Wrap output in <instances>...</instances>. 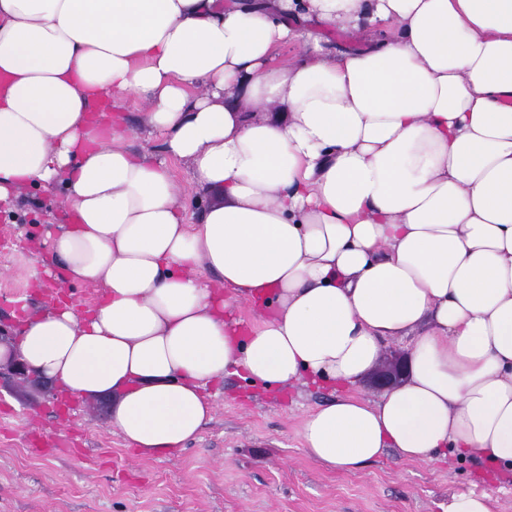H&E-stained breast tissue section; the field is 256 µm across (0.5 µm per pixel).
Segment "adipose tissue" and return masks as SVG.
<instances>
[{
  "instance_id": "obj_1",
  "label": "adipose tissue",
  "mask_w": 512,
  "mask_h": 512,
  "mask_svg": "<svg viewBox=\"0 0 512 512\" xmlns=\"http://www.w3.org/2000/svg\"><path fill=\"white\" fill-rule=\"evenodd\" d=\"M131 94L196 223L114 114ZM57 186L75 221L30 278L67 290L0 363L109 399L129 447L180 449L241 374L341 387L299 431L327 468L512 467V0H0V204ZM403 339L401 379L358 395ZM166 163L175 179V181L185 189L187 193V214L186 218L188 222L192 223L196 220L201 208L204 203L200 202V200L196 197L195 194L192 193V189L190 186V173L183 162L167 157Z\"/></svg>"
}]
</instances>
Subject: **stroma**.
<instances>
[{
    "mask_svg": "<svg viewBox=\"0 0 512 512\" xmlns=\"http://www.w3.org/2000/svg\"><path fill=\"white\" fill-rule=\"evenodd\" d=\"M60 193L28 191L0 208V327L16 332L55 288L28 285L49 224L68 223ZM215 413L182 449L142 455L107 425L109 402L56 411L57 389L0 381V512H446L473 491L512 512V470L439 455L408 461L389 449L359 471L319 465L298 435L330 385L269 391L236 376L210 387Z\"/></svg>",
    "mask_w": 512,
    "mask_h": 512,
    "instance_id": "obj_1",
    "label": "stroma"
}]
</instances>
